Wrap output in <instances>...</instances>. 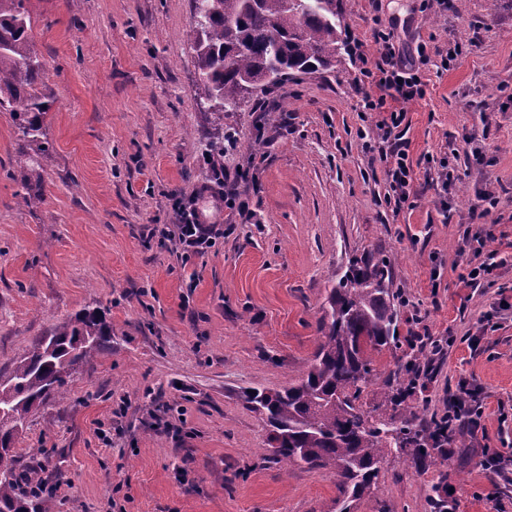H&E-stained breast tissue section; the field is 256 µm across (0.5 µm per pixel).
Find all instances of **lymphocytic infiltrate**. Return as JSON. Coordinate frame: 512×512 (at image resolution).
<instances>
[{"mask_svg": "<svg viewBox=\"0 0 512 512\" xmlns=\"http://www.w3.org/2000/svg\"><path fill=\"white\" fill-rule=\"evenodd\" d=\"M374 53H366L361 41H352L351 55L360 64L357 83L363 112L373 115L371 136L362 148L385 166L388 189L385 202L400 212L415 197L413 162L406 106L426 94L421 70L431 57L426 43H417L413 55H406L392 26L376 28Z\"/></svg>", "mask_w": 512, "mask_h": 512, "instance_id": "f902f5d3", "label": "lymphocytic infiltrate"}]
</instances>
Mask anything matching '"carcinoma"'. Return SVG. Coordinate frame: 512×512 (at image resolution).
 I'll return each mask as SVG.
<instances>
[{
	"label": "carcinoma",
	"mask_w": 512,
	"mask_h": 512,
	"mask_svg": "<svg viewBox=\"0 0 512 512\" xmlns=\"http://www.w3.org/2000/svg\"><path fill=\"white\" fill-rule=\"evenodd\" d=\"M26 0H0V108L13 115L19 141L34 152L21 178L24 190L42 184V115L51 102L36 83L43 65L30 49ZM190 41L198 86L208 112H230L257 89L277 86L293 73L336 65L346 47L340 0H193ZM398 287L390 265L354 259L328 292L319 319L321 339L301 379L281 390H247L245 400L263 416L274 458L285 466L330 468L336 473V512H350L375 483L387 454L424 461L444 442L426 407L409 403L422 351L397 361L384 381L400 418L371 419L361 395L374 384L369 352L398 336ZM112 348L107 311L83 309L37 337L11 371L0 374V512H54L51 478L17 470L15 438L36 407L64 397L73 371Z\"/></svg>",
	"instance_id": "cac0c4a2"
}]
</instances>
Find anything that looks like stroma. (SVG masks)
<instances>
[{"label": "stroma", "instance_id": "stroma-1", "mask_svg": "<svg viewBox=\"0 0 512 512\" xmlns=\"http://www.w3.org/2000/svg\"><path fill=\"white\" fill-rule=\"evenodd\" d=\"M26 7L53 101L43 117L51 158L39 193L24 195L27 158L0 109V373L81 309L103 307L112 323L111 352L79 367L67 402L32 412L16 440L19 468L42 464L61 482L56 512H332L334 473L275 463L241 392L298 379L327 288L369 253L391 260L409 300L397 348L372 354L377 375L419 327L451 334L428 392L412 400L436 417L450 394L471 390L486 435L423 464L387 457L351 512H430L435 484L453 490L451 512H512V265L478 288L461 281L479 197L499 199L487 249L512 242V9L343 0L345 35L366 49L377 21L392 18L429 51L462 47L449 70L426 71L425 97L407 106L417 198L396 215L385 168L357 137L365 122L350 56L219 120L201 106L193 0ZM257 142L265 160L252 170ZM429 154L448 157V191L423 164ZM242 168L255 223L222 210L214 245L193 255L153 236L175 222L174 199L195 200L217 170ZM488 449L499 470L482 467Z\"/></svg>", "mask_w": 512, "mask_h": 512}]
</instances>
